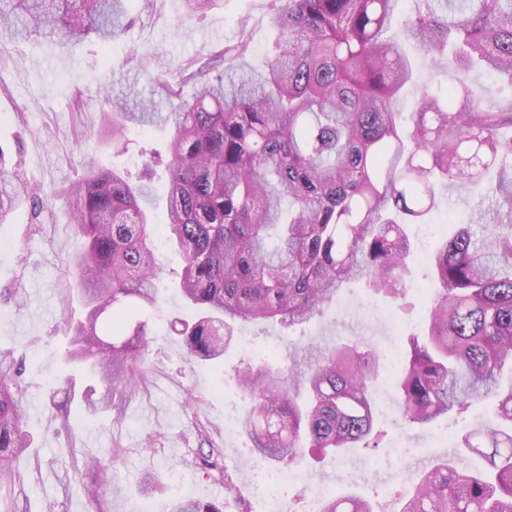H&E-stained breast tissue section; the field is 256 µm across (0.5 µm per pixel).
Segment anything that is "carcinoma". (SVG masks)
Returning <instances> with one entry per match:
<instances>
[{
	"label": "carcinoma",
	"mask_w": 512,
	"mask_h": 512,
	"mask_svg": "<svg viewBox=\"0 0 512 512\" xmlns=\"http://www.w3.org/2000/svg\"><path fill=\"white\" fill-rule=\"evenodd\" d=\"M219 0H186L202 17ZM397 0H271L277 39L245 68L219 70L212 56L187 74H216L189 98L161 77L149 90L121 74L98 94L103 123L129 151L134 131L165 127L167 223L164 239L182 259L179 281L192 320L172 324L188 356L207 362L237 342L245 324L301 326L346 283L413 311L407 298V225L436 205V187L461 183L490 201L458 225L433 255L436 284L424 330L405 337L398 380L401 420L423 426L490 401L495 420L460 435L392 497L389 512H512V172L487 180L512 156V0H416L396 37ZM133 0H0V39L38 36L61 46L89 36L105 44L132 24ZM438 69L446 90L420 89L409 126L394 104L412 78L404 45ZM494 72L502 95L486 104L457 78ZM139 180L86 164L65 192L82 247L67 265L81 278L88 308L72 333L73 359L98 367L112 390L132 386L147 335L141 314L160 309L164 265L146 212L153 204L158 151L141 147ZM36 197L0 146V224ZM379 362L357 341L304 349L288 368L272 357L235 369L252 402L241 432L257 460L298 465L308 455L383 444L371 400ZM21 366L0 355V512L4 490L28 447L24 411L12 385ZM173 512H223L183 499ZM321 512H378L358 495H330Z\"/></svg>",
	"instance_id": "1"
}]
</instances>
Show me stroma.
Returning a JSON list of instances; mask_svg holds the SVG:
<instances>
[{
  "label": "stroma",
  "instance_id": "35a3bbf8",
  "mask_svg": "<svg viewBox=\"0 0 512 512\" xmlns=\"http://www.w3.org/2000/svg\"><path fill=\"white\" fill-rule=\"evenodd\" d=\"M134 14V25L103 46L88 40L62 47L38 38L0 49V147L50 203L40 212L25 204L0 224V353L23 369L19 395L29 436L16 462L18 512H145L146 504L182 498L226 512H266L265 482L276 464L252 463L249 441L224 432L225 414L241 417L249 407L235 367L270 345L283 361L298 343L330 347L357 339L381 353L390 336L407 335L420 321L407 316L402 326L390 327L397 307L353 282L309 323L290 332L276 323L247 326L223 360L193 363L171 332V321L193 313L176 290L181 260L169 249L163 255V311L150 316L139 359L142 382L131 391L115 390L111 405L89 409L87 399L100 397L102 383L90 363L69 356L70 329L86 308L65 264L81 240L61 191L80 178L88 158L108 169L134 163L130 155L115 154L104 133L98 84L109 67L129 63L135 52L149 60L152 73L175 80L186 64L201 65L242 39L250 45L247 62H255L275 37L270 0H222L193 20L186 19L183 0H153L149 10L138 7ZM437 195L433 224L466 219L478 202L463 184L439 187ZM373 396L376 418L388 429L383 448H352L341 460L306 459L300 469L307 478L337 494L374 497L384 487L370 468L401 464L407 448L428 447L448 426L444 418L424 427L396 425L397 394L385 380H377ZM214 448L218 464L205 466L202 458ZM75 457L87 460V467L73 470ZM228 474L241 502L214 494ZM93 484L100 487L94 498L87 493Z\"/></svg>",
  "mask_w": 512,
  "mask_h": 512
}]
</instances>
